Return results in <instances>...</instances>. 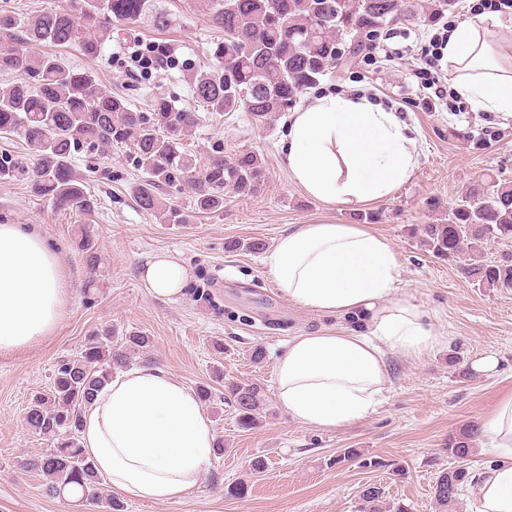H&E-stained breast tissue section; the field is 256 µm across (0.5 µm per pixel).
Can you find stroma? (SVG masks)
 Returning a JSON list of instances; mask_svg holds the SVG:
<instances>
[{"mask_svg": "<svg viewBox=\"0 0 512 512\" xmlns=\"http://www.w3.org/2000/svg\"><path fill=\"white\" fill-rule=\"evenodd\" d=\"M162 4L172 17L168 28L141 24L131 40L114 30L96 58L74 46L52 50L31 44L27 50L33 55L52 50L91 70L139 110H146L155 92L175 106L192 105L190 76L210 66L208 48L224 33L210 25L197 0ZM435 31L432 24L389 25L379 36L402 50V59L381 61L369 43L310 89L314 95L367 93L410 127L418 168L393 199L374 205L381 216L375 228L400 254L399 295L411 298L451 336L447 348L421 358L393 357L382 403L351 428L323 431L300 425L279 407L274 388L275 365L288 338L338 326V319L288 303L260 254L232 247L254 239L273 245L294 224L355 219L352 212L308 197L290 180L278 151L286 133L283 116L259 122L244 112L203 113L185 140L187 148L201 159L216 148L228 158L255 151L266 168V186L253 197L225 193L222 211L193 214L186 224L161 223L138 207L131 190L140 174L128 162L124 145L76 152L75 171L97 199L95 213L86 217L56 210L23 177H0V222L39 228L59 252L71 288L66 314L52 336L38 347L0 354V512H107L110 486L102 488L103 502L82 504L73 495L47 494L39 473L20 466L50 446L24 424L32 395L48 389L59 360L77 356L91 332L105 329L118 335L147 333L151 345L132 354V366L160 368L190 387L211 382L213 368L224 372L223 381L214 384L218 399L206 406L224 454L214 459L203 485L179 501H125L124 512H365L362 492L369 486L381 489L383 504L441 512L434 485L441 472L457 466L447 452L449 437L483 421L500 397L512 392V288L470 284L454 261L433 256L411 229L436 222L472 179L490 174L512 180V118L467 107L421 109L416 73L423 63L415 48ZM160 41L174 50L171 64L139 66L135 54ZM434 201L439 210L431 209ZM85 227L99 258L91 288L79 247ZM159 250L178 253L189 270L185 293L173 303L152 298L139 281L141 264ZM257 348L264 352L258 363L251 359ZM486 354L496 356L497 370L473 372L472 361ZM232 381L253 382L265 391L254 428L238 427L232 404L220 397ZM257 457L266 462L260 474L251 469ZM238 482L246 485L245 496L227 495V486Z\"/></svg>", "mask_w": 512, "mask_h": 512, "instance_id": "stroma-1", "label": "stroma"}]
</instances>
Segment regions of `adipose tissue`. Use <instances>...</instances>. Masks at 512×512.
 Instances as JSON below:
<instances>
[{
  "mask_svg": "<svg viewBox=\"0 0 512 512\" xmlns=\"http://www.w3.org/2000/svg\"><path fill=\"white\" fill-rule=\"evenodd\" d=\"M493 16L457 23L443 61L454 90L475 112L512 117V69L491 37ZM280 148L289 177L309 197L357 211L387 201L408 183L419 154L396 113L353 93L310 99L286 117ZM263 265L289 303L324 316H362L363 329L325 328L288 340L275 366L278 402L300 424L350 428L373 413L390 382V360L422 357L447 345L446 332L397 296L401 259L366 224H297L281 233ZM189 271L158 252L140 268L155 299L183 295ZM70 290L57 250L33 226L0 224V353L35 346L56 331ZM480 428L490 464L477 475L474 512H512V393ZM80 444L98 474L124 498L170 502L190 496L209 472L215 432L197 392L161 369L115 375L85 407Z\"/></svg>",
  "mask_w": 512,
  "mask_h": 512,
  "instance_id": "obj_1",
  "label": "adipose tissue"
}]
</instances>
